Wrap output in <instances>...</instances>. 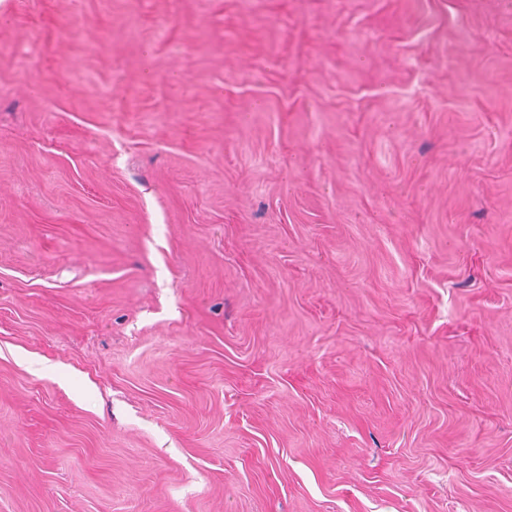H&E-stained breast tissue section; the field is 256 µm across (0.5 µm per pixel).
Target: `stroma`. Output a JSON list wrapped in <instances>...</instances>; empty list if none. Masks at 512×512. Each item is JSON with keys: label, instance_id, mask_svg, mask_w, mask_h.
<instances>
[{"label": "stroma", "instance_id": "35a3bbf8", "mask_svg": "<svg viewBox=\"0 0 512 512\" xmlns=\"http://www.w3.org/2000/svg\"><path fill=\"white\" fill-rule=\"evenodd\" d=\"M0 12V512H512V0Z\"/></svg>", "mask_w": 512, "mask_h": 512}]
</instances>
